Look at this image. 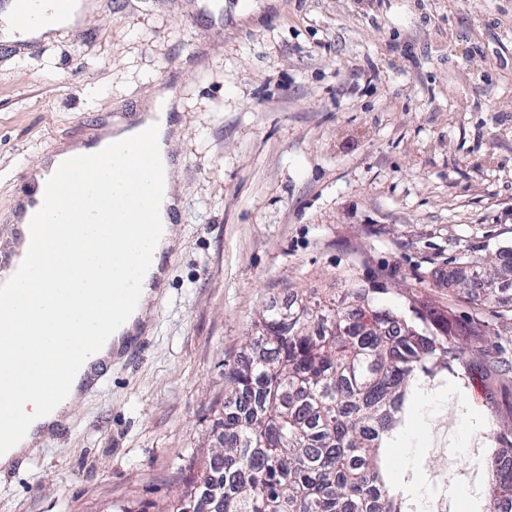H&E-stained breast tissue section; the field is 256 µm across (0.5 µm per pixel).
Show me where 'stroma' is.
Returning a JSON list of instances; mask_svg holds the SVG:
<instances>
[{
  "mask_svg": "<svg viewBox=\"0 0 512 512\" xmlns=\"http://www.w3.org/2000/svg\"><path fill=\"white\" fill-rule=\"evenodd\" d=\"M79 38L0 40V251L14 203L65 141L181 99L171 152L183 213L153 334L0 469V512H107L172 502L221 433L224 368L269 304L381 285L382 303L479 317L462 390L410 404L397 474L421 494L445 456L512 424V274L482 305L439 279L463 249L512 245V0H96ZM455 420L452 432L438 424Z\"/></svg>",
  "mask_w": 512,
  "mask_h": 512,
  "instance_id": "1",
  "label": "stroma"
}]
</instances>
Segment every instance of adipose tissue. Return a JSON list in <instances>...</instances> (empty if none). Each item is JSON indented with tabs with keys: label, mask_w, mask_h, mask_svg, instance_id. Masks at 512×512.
I'll use <instances>...</instances> for the list:
<instances>
[{
	"label": "adipose tissue",
	"mask_w": 512,
	"mask_h": 512,
	"mask_svg": "<svg viewBox=\"0 0 512 512\" xmlns=\"http://www.w3.org/2000/svg\"><path fill=\"white\" fill-rule=\"evenodd\" d=\"M86 0H42L40 20L33 26L18 25L11 12L0 15V38L4 41L52 39L68 25L78 22L87 10ZM175 92L156 86L133 120H116L103 130L104 144L111 146L114 158L120 162L136 160L141 180L137 186L148 206L131 210L125 225L153 224L154 235L149 243L153 255H160L171 243V211L179 202L170 143L175 126L168 113L172 111ZM149 143V153H142V143ZM112 174L109 167L100 168L78 189H68L52 199L42 219L58 225L65 243L47 239L43 242L45 260L36 270L35 285L41 288L40 303L26 314L16 312L13 288L15 273L25 265L30 250V225L19 224V236L14 240L13 256L7 270L0 272V333L15 337L20 344L28 368L9 378L10 392L0 397V410L17 413L16 438L12 447L0 448V467H9L17 458L31 452L47 432V425L64 420L71 404L83 397L82 376L92 359L112 360L109 336L135 327L155 292L149 282H142L138 301L120 310L112 308L113 289L123 287V279L114 277L116 264L139 266L140 249L130 244L123 227L96 224L91 212L101 195H111ZM53 307L56 318L50 329L55 341L35 343L42 326V307ZM95 311V324H85L87 311ZM66 379L69 400L52 404L42 395L44 377Z\"/></svg>",
	"instance_id": "obj_1"
}]
</instances>
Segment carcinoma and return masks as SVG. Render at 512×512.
Returning a JSON list of instances; mask_svg holds the SVG:
<instances>
[{
    "mask_svg": "<svg viewBox=\"0 0 512 512\" xmlns=\"http://www.w3.org/2000/svg\"><path fill=\"white\" fill-rule=\"evenodd\" d=\"M489 270L472 255L448 285L483 301L512 271V249ZM384 288L350 289L336 301L295 298L259 315L248 359L224 371V447L189 463L179 501L198 509L216 495L224 512H410L386 450L404 417L391 410L424 377L440 379L460 360L455 328L426 306L420 324L377 300ZM475 512H512V471L490 464Z\"/></svg>",
    "mask_w": 512,
    "mask_h": 512,
    "instance_id": "obj_1",
    "label": "carcinoma"
}]
</instances>
